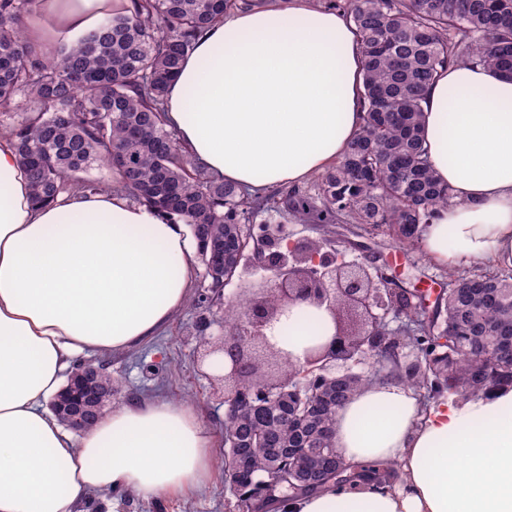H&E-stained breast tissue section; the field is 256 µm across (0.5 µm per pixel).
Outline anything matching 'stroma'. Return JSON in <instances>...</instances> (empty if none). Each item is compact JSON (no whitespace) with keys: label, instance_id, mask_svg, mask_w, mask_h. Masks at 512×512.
Here are the masks:
<instances>
[{"label":"stroma","instance_id":"obj_1","mask_svg":"<svg viewBox=\"0 0 512 512\" xmlns=\"http://www.w3.org/2000/svg\"><path fill=\"white\" fill-rule=\"evenodd\" d=\"M334 241L324 239L321 225L289 222L290 240L309 239L322 243L324 250L338 251L349 262H369L386 267L404 287L422 293L428 305H435L438 294L448 286V273L433 264L421 249H406L393 240L377 245L373 236L360 230L358 224L340 217L332 226ZM201 312L194 303H186L172 321L156 335L147 337L132 348L103 355L93 360L105 364L118 387L113 406L145 398L162 397L184 401L195 407L203 425L211 434L214 455H222L219 440L224 432V405L214 393V384L201 363L203 350L197 339V321ZM231 512L224 491V475L214 470L208 486L202 490L145 500L135 496L114 499L112 492L92 494L85 504L86 512Z\"/></svg>","mask_w":512,"mask_h":512}]
</instances>
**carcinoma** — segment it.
<instances>
[{"label": "carcinoma", "instance_id": "carcinoma-1", "mask_svg": "<svg viewBox=\"0 0 512 512\" xmlns=\"http://www.w3.org/2000/svg\"><path fill=\"white\" fill-rule=\"evenodd\" d=\"M30 0H0V105L16 97L24 111L0 118L14 140L34 202L58 194L112 189L88 176L105 165L137 203L190 227L197 249L224 246V268L205 265L208 287L236 274L238 253L253 243L238 225L262 212L283 220L331 224L347 214L399 243H419L422 226L451 193L428 165L422 103L438 73L469 61L512 77V0H336L360 36L365 59L364 124L345 154L320 176L319 199L296 191L263 196L224 182L197 164L162 120L167 87L196 39L245 0H132L57 61L26 40ZM388 302L405 310L394 330L369 326L374 366L364 374H324L308 360H280L292 400L246 408L224 419V488L235 512L279 498L354 481L336 454V411L363 384L395 377L428 403L512 388V269L467 268L448 274L433 314L424 297L390 281Z\"/></svg>", "mask_w": 512, "mask_h": 512}]
</instances>
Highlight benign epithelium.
I'll return each instance as SVG.
<instances>
[{
    "label": "benign epithelium",
    "mask_w": 512,
    "mask_h": 512,
    "mask_svg": "<svg viewBox=\"0 0 512 512\" xmlns=\"http://www.w3.org/2000/svg\"><path fill=\"white\" fill-rule=\"evenodd\" d=\"M244 235L257 243L259 264L270 273L254 285V293L275 292L282 303L309 301L335 310L336 294L346 293L363 316L376 318L377 304L382 297L384 283L376 281L360 265H336V257L321 252L309 241L288 240L286 225L270 232L266 224H242ZM273 321V313L257 304L247 314L237 331L222 336H208L204 343L210 345L209 355H227L230 370L221 377L224 381L225 414H230L245 402L268 401L272 395L286 391L288 383L277 374L269 373V387L258 397H244L237 391L243 371L254 362L261 361L260 351H272L265 337L266 327ZM322 369L331 375H343L351 366L364 362L362 358L351 361L339 352V342L332 340L320 356ZM101 367L83 364L84 382L73 383L64 395L69 406L66 425L81 431L87 421L98 415L102 394L96 390Z\"/></svg>",
    "instance_id": "1"
}]
</instances>
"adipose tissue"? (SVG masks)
Wrapping results in <instances>:
<instances>
[{
  "label": "adipose tissue",
  "instance_id": "adipose-tissue-1",
  "mask_svg": "<svg viewBox=\"0 0 512 512\" xmlns=\"http://www.w3.org/2000/svg\"><path fill=\"white\" fill-rule=\"evenodd\" d=\"M131 0H32L41 56ZM364 60L349 17L313 0H253L209 27L168 91L169 128L193 160L250 190L299 185L340 159L363 125ZM429 166L453 198L423 227L434 263L512 266V79L452 65L423 104ZM196 248L124 193L59 194L38 206L13 140L0 136V512H85L89 493L162 498L203 486L212 439L181 402L133 401L80 438L50 403L82 353L128 349L186 304ZM331 314L289 305L272 341L290 360L334 336ZM338 454L358 481L280 499L275 512H512V390L421 406L398 379L362 386L336 413Z\"/></svg>",
  "mask_w": 512,
  "mask_h": 512
}]
</instances>
